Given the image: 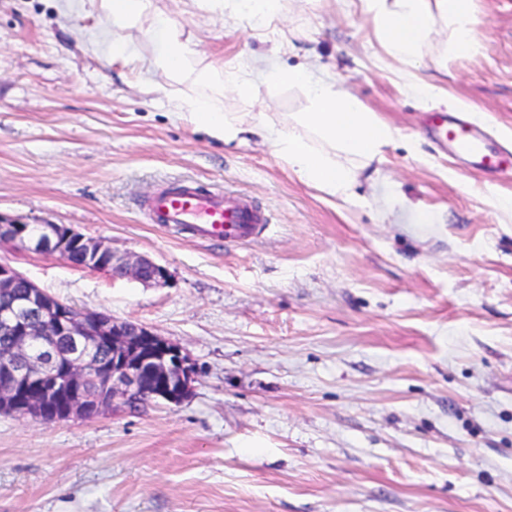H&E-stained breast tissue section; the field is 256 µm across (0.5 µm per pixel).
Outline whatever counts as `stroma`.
<instances>
[{"label": "stroma", "mask_w": 512, "mask_h": 512, "mask_svg": "<svg viewBox=\"0 0 512 512\" xmlns=\"http://www.w3.org/2000/svg\"><path fill=\"white\" fill-rule=\"evenodd\" d=\"M473 8L470 54L435 44L413 67L336 0H284L270 24L153 0L117 57L81 0H0V218L67 225L171 279L10 245L0 260L180 344L197 372L177 406L0 415V512H512V217L496 207L512 173L470 170L431 132L434 113L464 115L512 151V0ZM158 11L196 49L177 76L154 65ZM247 60L334 77L397 130L353 200L300 180L272 141L175 112L176 95L278 127L309 111L293 85L240 94ZM211 65L223 87L200 81ZM187 178L248 197L268 228L224 244L150 223L143 200Z\"/></svg>", "instance_id": "35a3bbf8"}]
</instances>
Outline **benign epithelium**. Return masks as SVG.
I'll return each instance as SVG.
<instances>
[{"label": "benign epithelium", "instance_id": "benign-epithelium-1", "mask_svg": "<svg viewBox=\"0 0 512 512\" xmlns=\"http://www.w3.org/2000/svg\"><path fill=\"white\" fill-rule=\"evenodd\" d=\"M84 254L81 268L115 279L163 284L166 267L59 224L34 238L30 225L0 219V245L10 244L68 259L67 243ZM27 291L0 304V413L45 422L85 418L118 403L161 400L177 405L193 391L196 370L186 350L148 327L97 311L73 308L0 262V295Z\"/></svg>", "mask_w": 512, "mask_h": 512}]
</instances>
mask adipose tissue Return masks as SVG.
Segmentation results:
<instances>
[{"instance_id":"1","label":"adipose tissue","mask_w":512,"mask_h":512,"mask_svg":"<svg viewBox=\"0 0 512 512\" xmlns=\"http://www.w3.org/2000/svg\"><path fill=\"white\" fill-rule=\"evenodd\" d=\"M90 12L106 24L122 28L147 11L152 0H85ZM201 10L216 6L231 14L273 22L281 12V0H191ZM361 11L371 20L386 54L394 60L416 65L424 50L437 37H444V55L461 57L473 48L481 19L473 0H359ZM156 34L163 49L156 66L163 74L181 73L195 51L179 39L168 19H160ZM269 84L288 83L303 88L310 109L289 117L287 126L266 125L262 113H227L213 100L198 96L176 99V108L211 136L232 142L246 134L271 140L277 154L303 181L334 196L351 198L361 169L381 159L383 150L396 137L395 130L365 111L335 80L314 79L308 69L271 71Z\"/></svg>"}]
</instances>
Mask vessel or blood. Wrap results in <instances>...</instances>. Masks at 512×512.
Masks as SVG:
<instances>
[{"instance_id":"b4317fda","label":"vessel or blood","mask_w":512,"mask_h":512,"mask_svg":"<svg viewBox=\"0 0 512 512\" xmlns=\"http://www.w3.org/2000/svg\"><path fill=\"white\" fill-rule=\"evenodd\" d=\"M434 128L438 139L467 157L474 168L500 169L502 154L487 145L476 123L439 115ZM144 209L152 223L171 226L207 242L248 240L267 222L248 199L219 189L206 191L187 180L148 197Z\"/></svg>"}]
</instances>
